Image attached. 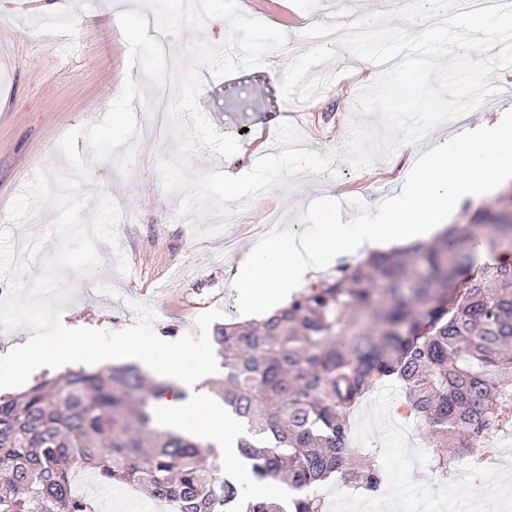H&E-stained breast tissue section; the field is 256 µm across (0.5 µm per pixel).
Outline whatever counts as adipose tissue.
Masks as SVG:
<instances>
[{"instance_id":"obj_1","label":"adipose tissue","mask_w":512,"mask_h":512,"mask_svg":"<svg viewBox=\"0 0 512 512\" xmlns=\"http://www.w3.org/2000/svg\"><path fill=\"white\" fill-rule=\"evenodd\" d=\"M510 184L512 113L505 111L495 121L435 140L381 222L328 224L319 237L272 239L250 251L234 283L240 308L261 314L295 293L313 291L319 285V272L335 266L341 257L426 240L463 200L490 197ZM111 352L142 359L168 375L173 387L159 403L170 424L212 447L224 474L249 482V470L238 459L234 420L225 416L223 408L210 404L201 387L210 375V358L201 355L188 363L166 347L156 356L132 336L113 337Z\"/></svg>"}]
</instances>
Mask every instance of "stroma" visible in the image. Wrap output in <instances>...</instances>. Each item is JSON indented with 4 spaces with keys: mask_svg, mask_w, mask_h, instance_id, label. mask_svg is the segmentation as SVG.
<instances>
[{
    "mask_svg": "<svg viewBox=\"0 0 512 512\" xmlns=\"http://www.w3.org/2000/svg\"><path fill=\"white\" fill-rule=\"evenodd\" d=\"M142 7V0H59L56 12L49 13L38 0H0V228L12 229L14 244L42 231L57 216L42 201L24 221L11 224L9 207L32 175L42 168L68 171L59 150L62 138L100 121L126 77L144 83L141 68L128 65L119 26L121 13ZM354 7L363 15L389 9L385 0H243V14L283 31L296 50L269 53L260 66L239 69L224 80L203 72L198 98L207 119L219 132L237 137L241 150L228 159L202 150L192 158L194 169L247 173L261 156L279 154L277 128L299 112L306 122L303 144L330 156L329 172L299 174L222 222L212 213L178 216L180 197L164 189L158 171L176 139L171 127L154 122L149 102L133 105L139 136L129 172H121L117 160H97L83 151V191L114 200L123 218L117 247L98 243L100 263L93 277L67 272L71 296L62 305L66 327L119 331L134 322L127 306L131 300L154 308V331L167 341L194 332L195 318L214 307L223 310L225 320H242L231 281L244 252L284 236H318L325 224L384 218L426 145L403 143L373 167L354 169L340 150L355 117L356 84L377 76L378 70L339 46L304 36L309 26L334 22L337 10ZM229 33V26L211 19L201 30L170 34L167 56L185 61L193 42L219 46ZM497 83L501 94L459 121L435 127L432 137L512 107V70L502 71ZM272 211L280 222L268 231L264 225ZM216 224L219 233L204 235V228ZM121 255L129 267L125 274L118 268ZM404 401L400 383L377 388L357 429L363 445L378 448L390 475L384 496L393 512H437L447 495L471 503L478 512H500L495 491L512 477V470H487L475 480L439 481L428 463L429 436L412 417L398 412Z\"/></svg>",
    "mask_w": 512,
    "mask_h": 512,
    "instance_id": "1",
    "label": "stroma"
}]
</instances>
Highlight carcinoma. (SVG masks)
<instances>
[{
    "label": "carcinoma",
    "instance_id": "obj_1",
    "mask_svg": "<svg viewBox=\"0 0 512 512\" xmlns=\"http://www.w3.org/2000/svg\"><path fill=\"white\" fill-rule=\"evenodd\" d=\"M512 210L476 212L430 244L343 266L259 323L216 328L217 394L247 426L239 451L252 477L278 478L285 507L255 497L244 512H322L315 489L335 477L379 494L376 448L348 447V417L374 386L402 383L431 435L430 467L446 479L473 445L512 430ZM135 365L79 369L0 396V512H95L76 472L133 484L176 512H239L237 485L207 467L201 444L160 430Z\"/></svg>",
    "mask_w": 512,
    "mask_h": 512
}]
</instances>
